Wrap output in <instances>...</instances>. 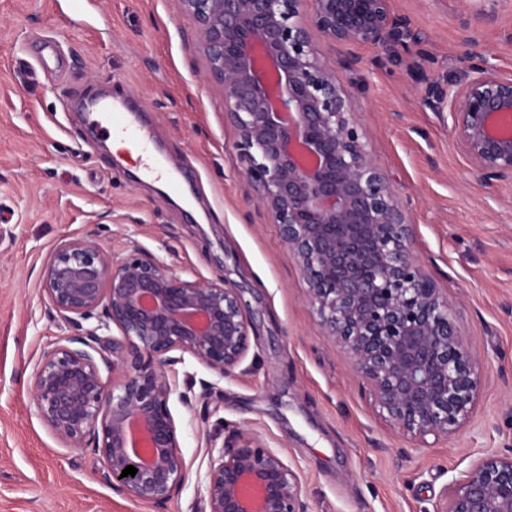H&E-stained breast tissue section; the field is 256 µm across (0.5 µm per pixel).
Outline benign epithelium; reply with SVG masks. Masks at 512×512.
Returning <instances> with one entry per match:
<instances>
[{
    "mask_svg": "<svg viewBox=\"0 0 512 512\" xmlns=\"http://www.w3.org/2000/svg\"><path fill=\"white\" fill-rule=\"evenodd\" d=\"M176 4L197 24L241 175L297 258L325 336L394 427L455 433L479 377L448 299L414 255L409 215L371 156L350 93L312 39L316 31L347 49L379 46L407 19L392 0H312L308 15L303 0ZM464 44L471 77L442 100L470 174L494 192L512 181V78L487 66L475 37ZM42 287L73 333L41 354L29 387L37 416L68 447L99 455L113 488L163 506L188 479L168 353H188L221 378L231 372L250 340L239 294L223 281L183 280L138 251L115 258L91 238L59 244ZM93 317L98 325L84 327ZM112 325L121 338L98 334ZM128 465L135 476H121ZM205 490L204 512H307L299 475L249 432L210 456ZM434 512H512V448L481 457Z\"/></svg>",
    "mask_w": 512,
    "mask_h": 512,
    "instance_id": "7a95c632",
    "label": "benign epithelium"
}]
</instances>
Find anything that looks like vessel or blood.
<instances>
[{"label": "vessel or blood", "mask_w": 512, "mask_h": 512, "mask_svg": "<svg viewBox=\"0 0 512 512\" xmlns=\"http://www.w3.org/2000/svg\"><path fill=\"white\" fill-rule=\"evenodd\" d=\"M87 120L109 136L124 140L138 148L145 156L143 173L153 179H164L169 183H176L177 173L174 170L162 167L151 154L154 135L139 119L136 108L123 94L116 93L101 98Z\"/></svg>", "instance_id": "1"}]
</instances>
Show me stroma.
<instances>
[{"label": "stroma", "mask_w": 512, "mask_h": 512, "mask_svg": "<svg viewBox=\"0 0 512 512\" xmlns=\"http://www.w3.org/2000/svg\"><path fill=\"white\" fill-rule=\"evenodd\" d=\"M408 24L384 45L319 43L338 69L376 164L397 180L413 248L453 308L478 398L450 437L394 428L343 351L326 339L306 284L240 176L221 87L203 81L195 21L175 0H0V512H202L208 441L258 436L301 479L307 512H434L447 484L512 448V184L478 183L448 135L433 88H461L475 33L512 78V0H394ZM121 91L139 106L168 168L190 186L143 179L130 149L91 133L79 108ZM95 239L181 279L239 289L252 326L241 363L218 376L189 354L171 366L185 488L163 510L101 478L102 461L40 421L29 385L41 352L69 332L41 271L54 248Z\"/></svg>", "instance_id": "obj_1"}]
</instances>
